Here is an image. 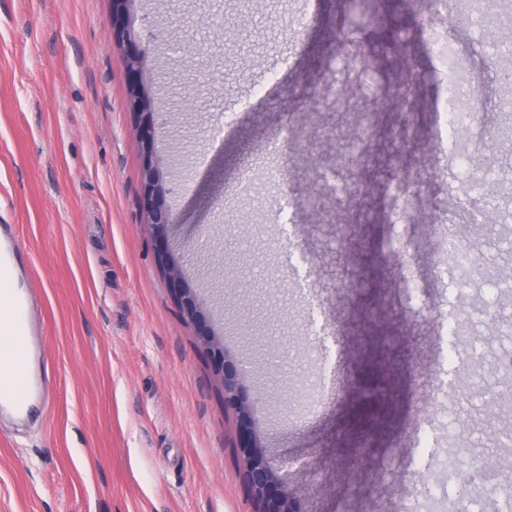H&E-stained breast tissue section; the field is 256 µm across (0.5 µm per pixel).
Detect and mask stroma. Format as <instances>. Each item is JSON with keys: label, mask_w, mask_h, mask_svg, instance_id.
<instances>
[{"label": "stroma", "mask_w": 512, "mask_h": 512, "mask_svg": "<svg viewBox=\"0 0 512 512\" xmlns=\"http://www.w3.org/2000/svg\"><path fill=\"white\" fill-rule=\"evenodd\" d=\"M111 11V0H0V225L23 256L14 285L36 297L46 381L29 417L0 413V512H261L242 478L236 418L139 207L143 154ZM348 21L331 0H137L128 23L161 114L168 244L228 355L245 361L257 441L273 468L293 458L287 488L302 491L304 512H448L459 370L441 329L451 277L437 227L463 188L437 171L448 134L435 103L448 78L424 29L470 58L465 77L488 115L512 112V90L496 80L477 17L444 22L430 0H411L413 74L396 88L366 33L349 63L331 58L329 37ZM349 79L363 85L355 112L327 110L328 86ZM359 110L376 115L379 133L352 161ZM400 111L421 126L414 143L388 130ZM310 153L337 168L345 201L312 182ZM469 168L507 187L481 259L512 266V141L472 151ZM393 174L413 189L407 209ZM340 224L394 248L362 270ZM363 271L393 300L385 324L370 300L336 304ZM384 329L400 340L386 351ZM361 349L383 361V408L347 395ZM414 458L429 468L417 486Z\"/></svg>", "instance_id": "1"}]
</instances>
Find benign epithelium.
<instances>
[{
    "mask_svg": "<svg viewBox=\"0 0 512 512\" xmlns=\"http://www.w3.org/2000/svg\"><path fill=\"white\" fill-rule=\"evenodd\" d=\"M136 0H112L110 21L117 31L118 45L129 75L128 108L138 124L139 138L144 154L142 170L143 193L141 208L146 225L157 242L156 258L167 276V282L182 314L191 323L199 344L206 350L212 371L224 389V407L235 410L240 439V452L244 459L245 480L251 493L264 505V512H301L300 500L288 495L284 479L266 461L262 446L253 431L254 419L249 405L240 397L239 385L246 366L231 360L224 351V343L217 336L210 315L203 310L194 289L183 271L181 258L167 246L174 214L159 161L154 156V133L158 112L155 111L151 88L144 76L145 55L133 30L125 23ZM400 138L416 140L418 124L408 113L397 114Z\"/></svg>",
    "mask_w": 512,
    "mask_h": 512,
    "instance_id": "benign-epithelium-1",
    "label": "benign epithelium"
}]
</instances>
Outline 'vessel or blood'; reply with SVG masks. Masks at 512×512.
<instances>
[{
  "label": "vessel or blood",
  "mask_w": 512,
  "mask_h": 512,
  "mask_svg": "<svg viewBox=\"0 0 512 512\" xmlns=\"http://www.w3.org/2000/svg\"><path fill=\"white\" fill-rule=\"evenodd\" d=\"M19 252L12 234L0 237V282L9 283L15 273ZM7 316L0 321V401L23 411L31 398L39 395V379L27 377L32 353L28 295L9 292L5 298Z\"/></svg>",
  "instance_id": "1"
}]
</instances>
